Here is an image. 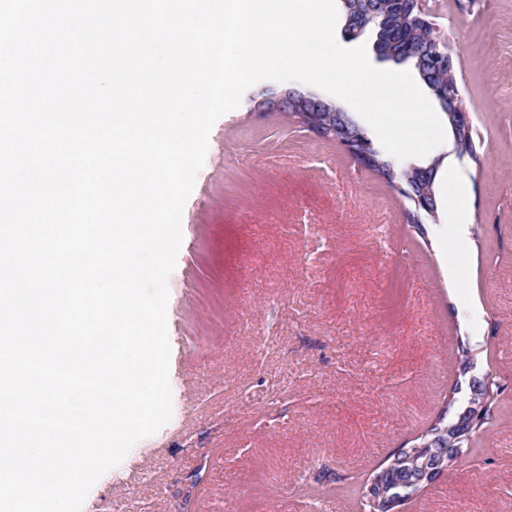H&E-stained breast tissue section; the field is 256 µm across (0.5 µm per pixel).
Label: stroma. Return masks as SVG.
I'll list each match as a JSON object with an SVG mask.
<instances>
[{"label":"stroma","instance_id":"stroma-1","mask_svg":"<svg viewBox=\"0 0 512 512\" xmlns=\"http://www.w3.org/2000/svg\"><path fill=\"white\" fill-rule=\"evenodd\" d=\"M471 116L411 165L435 216L297 118L214 124L168 277L172 416L89 490L81 512H359L358 492L473 381L502 386L489 430L400 512H512V0H423ZM463 209L466 236L449 244Z\"/></svg>","mask_w":512,"mask_h":512}]
</instances>
